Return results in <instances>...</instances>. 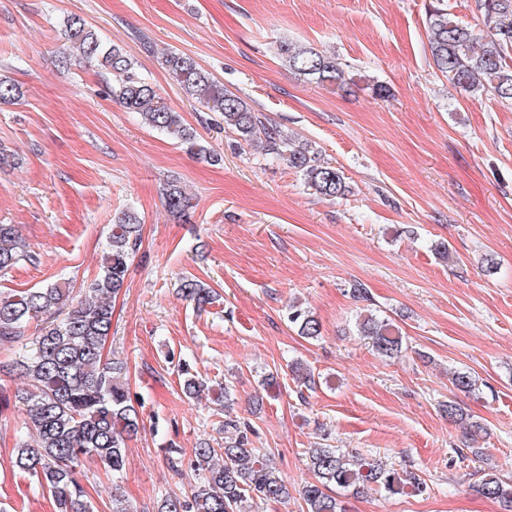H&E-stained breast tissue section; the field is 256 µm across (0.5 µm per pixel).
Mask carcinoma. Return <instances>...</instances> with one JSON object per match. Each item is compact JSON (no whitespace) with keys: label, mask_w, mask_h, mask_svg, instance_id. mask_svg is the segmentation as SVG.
Here are the masks:
<instances>
[{"label":"carcinoma","mask_w":512,"mask_h":512,"mask_svg":"<svg viewBox=\"0 0 512 512\" xmlns=\"http://www.w3.org/2000/svg\"><path fill=\"white\" fill-rule=\"evenodd\" d=\"M476 6L483 17L480 33L456 21L445 0H433L426 14L432 63L461 91L471 96L491 93L512 103V0H477ZM64 36L75 49L72 56L78 63L100 66L115 76L108 86L112 101L139 113L148 126L173 136L188 153L220 161L185 126L182 116L167 106L123 49L105 44L76 14L64 20ZM278 54L289 70L309 81L344 84L336 58L312 46L282 41ZM162 65L187 95L222 113L224 126L301 173L315 193L336 199L348 191L343 172L320 162L313 145L295 143L263 113L224 89L192 57L168 50L162 55ZM165 205L176 215L191 207L190 198L174 184L165 191ZM140 244V218L135 210L126 209L115 216L100 272L83 287L76 304L67 305L69 289L56 282L0 291V344L20 346L12 369L25 384L19 394L23 424L33 435L31 442L22 438L16 443L11 465L52 496L57 512H93L75 477L77 467L90 459L114 475L122 473L127 442L140 430V414L125 382V364L118 358H103L112 332V298L124 288L128 263ZM22 261L33 262L35 256L14 225L0 224V277ZM181 290L199 307L213 300L212 290L194 279L184 280ZM289 321L303 337L320 335L318 320L296 304ZM32 326L36 336L24 347L25 332ZM358 328L378 354L391 358L402 352V336L388 321L370 314ZM178 372L186 396L195 397L207 388L188 367L183 365ZM452 384L470 393L476 380L466 371H457ZM194 456L195 483L190 496H167L157 512H245L254 498H288V487L271 459L250 447L248 429L233 419L224 420V446L216 448L203 439ZM309 461L315 480L300 491L305 512H347L342 501L329 493L332 486L356 494L373 487L390 495L426 489L425 481L412 471H390L335 448H311ZM477 492L512 512V484L496 474H483Z\"/></svg>","instance_id":"obj_1"}]
</instances>
